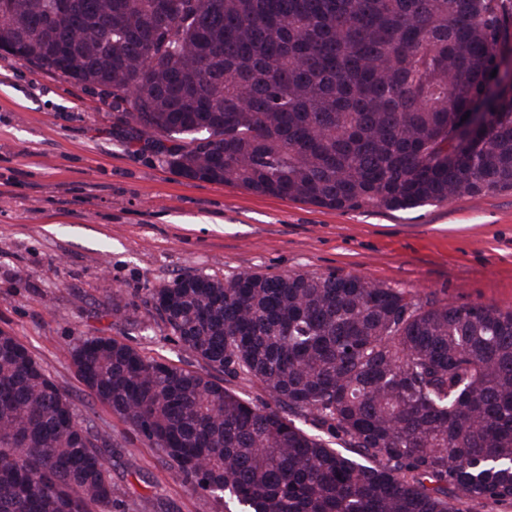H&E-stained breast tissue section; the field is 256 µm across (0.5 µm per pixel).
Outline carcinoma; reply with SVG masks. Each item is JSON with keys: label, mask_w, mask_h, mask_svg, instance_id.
Returning a JSON list of instances; mask_svg holds the SVG:
<instances>
[{"label": "carcinoma", "mask_w": 512, "mask_h": 512, "mask_svg": "<svg viewBox=\"0 0 512 512\" xmlns=\"http://www.w3.org/2000/svg\"><path fill=\"white\" fill-rule=\"evenodd\" d=\"M55 2L0 0V43L100 89L179 176L340 211L512 191V86L486 97L512 0ZM148 302L198 368L102 337L72 363L214 512L512 505V308L333 272L187 274ZM91 430L0 331V512H120ZM215 375L218 378L223 379L224 385L249 394L251 398L257 400L259 404L266 408L277 409L279 411L282 410L281 407L268 397V395L258 385H243L237 380L224 376V374L215 373Z\"/></svg>", "instance_id": "cac0c4a2"}]
</instances>
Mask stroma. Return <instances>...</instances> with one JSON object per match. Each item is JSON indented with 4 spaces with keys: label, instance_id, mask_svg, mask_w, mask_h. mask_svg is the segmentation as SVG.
<instances>
[{
    "label": "stroma",
    "instance_id": "35a3bbf8",
    "mask_svg": "<svg viewBox=\"0 0 512 512\" xmlns=\"http://www.w3.org/2000/svg\"><path fill=\"white\" fill-rule=\"evenodd\" d=\"M99 90L0 56V330L81 398L75 338L195 368L147 302L189 273L358 275L439 304L512 307V192L341 212L192 181L133 141ZM126 512H213L97 401Z\"/></svg>",
    "mask_w": 512,
    "mask_h": 512
}]
</instances>
